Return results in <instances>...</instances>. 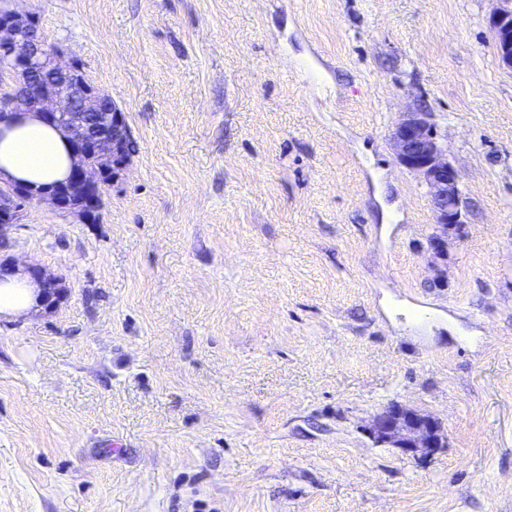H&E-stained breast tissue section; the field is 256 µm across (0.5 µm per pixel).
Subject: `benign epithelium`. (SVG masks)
Instances as JSON below:
<instances>
[{
	"label": "benign epithelium",
	"mask_w": 512,
	"mask_h": 512,
	"mask_svg": "<svg viewBox=\"0 0 512 512\" xmlns=\"http://www.w3.org/2000/svg\"><path fill=\"white\" fill-rule=\"evenodd\" d=\"M15 0H0V120L34 113L62 130L73 165L67 180L44 195L17 181L0 179V248L8 247L13 230L33 202L49 199L55 210L81 219L103 209V189L128 165L133 140L124 112L104 109L102 91L80 75L77 59L55 46L31 42L25 33L32 14L18 10ZM489 17L497 58L512 71V0H500ZM423 109L405 112L391 139L397 162L426 184L434 221L447 232L463 224L461 176ZM27 275L39 281L40 305L54 310L60 299L57 277L35 263L0 262V276ZM365 431L374 443L406 456L429 455L448 447L442 423L433 415L394 403L373 415Z\"/></svg>",
	"instance_id": "obj_1"
}]
</instances>
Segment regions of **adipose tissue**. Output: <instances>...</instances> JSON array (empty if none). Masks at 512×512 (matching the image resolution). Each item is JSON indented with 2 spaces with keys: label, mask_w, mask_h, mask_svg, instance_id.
Here are the masks:
<instances>
[{
  "label": "adipose tissue",
  "mask_w": 512,
  "mask_h": 512,
  "mask_svg": "<svg viewBox=\"0 0 512 512\" xmlns=\"http://www.w3.org/2000/svg\"><path fill=\"white\" fill-rule=\"evenodd\" d=\"M70 167L68 144L52 125L30 114L0 125V177L48 189L65 181ZM40 293L30 278H1L0 316L27 318L37 311Z\"/></svg>",
  "instance_id": "ef3b65f1"
}]
</instances>
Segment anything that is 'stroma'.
<instances>
[{
    "label": "stroma",
    "mask_w": 512,
    "mask_h": 512,
    "mask_svg": "<svg viewBox=\"0 0 512 512\" xmlns=\"http://www.w3.org/2000/svg\"><path fill=\"white\" fill-rule=\"evenodd\" d=\"M497 0H20L136 143L99 223L29 207L0 259V512H512V72ZM462 176L442 253L391 134ZM440 419L427 457L363 428ZM503 6L497 7L489 17L493 32L497 58L502 69L512 71V9L511 1L499 0ZM5 274H21L28 277L7 276L0 279V317L9 319H25L38 310L40 305L45 312L54 310L61 293L59 280L48 275L44 269L35 263L19 264L16 261L5 259L0 262V276ZM364 430L375 444L396 448L406 456L429 455L448 445L436 417L398 403L374 414Z\"/></svg>",
    "instance_id": "1"
}]
</instances>
